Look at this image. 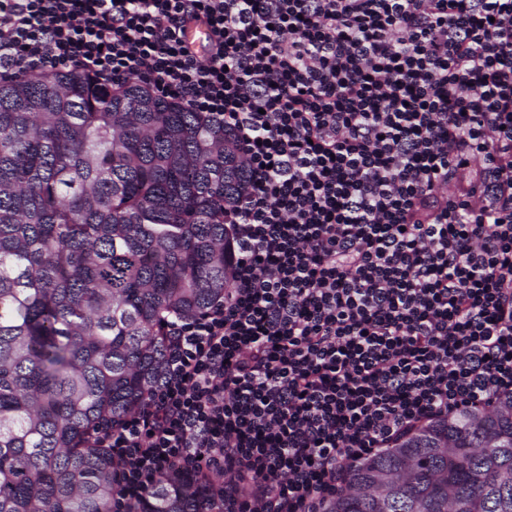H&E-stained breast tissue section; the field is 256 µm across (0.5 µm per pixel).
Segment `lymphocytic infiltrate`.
Masks as SVG:
<instances>
[{"mask_svg": "<svg viewBox=\"0 0 512 512\" xmlns=\"http://www.w3.org/2000/svg\"><path fill=\"white\" fill-rule=\"evenodd\" d=\"M70 70L203 113L247 170L223 304L97 430L114 512L171 470L224 473V512H323L512 394V0H0V79Z\"/></svg>", "mask_w": 512, "mask_h": 512, "instance_id": "f902f5d3", "label": "lymphocytic infiltrate"}]
</instances>
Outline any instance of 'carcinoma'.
I'll use <instances>...</instances> for the list:
<instances>
[{
  "label": "carcinoma",
  "instance_id": "obj_1",
  "mask_svg": "<svg viewBox=\"0 0 512 512\" xmlns=\"http://www.w3.org/2000/svg\"><path fill=\"white\" fill-rule=\"evenodd\" d=\"M245 181L224 127L136 80H0V512H113L95 431L144 403L167 321L224 302ZM378 472L386 495H356ZM204 497L224 512L222 474L167 472L136 512ZM324 512H512V395L361 460Z\"/></svg>",
  "mask_w": 512,
  "mask_h": 512
}]
</instances>
